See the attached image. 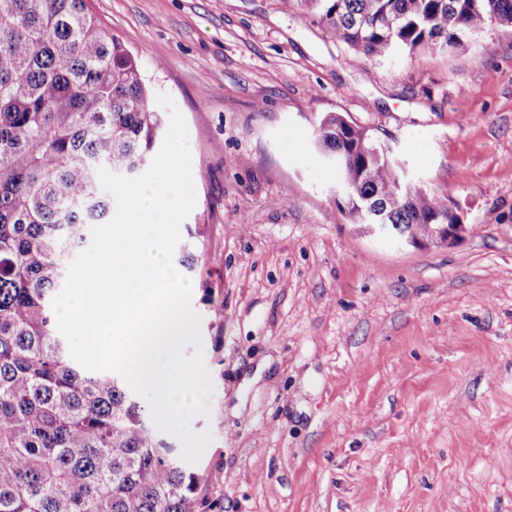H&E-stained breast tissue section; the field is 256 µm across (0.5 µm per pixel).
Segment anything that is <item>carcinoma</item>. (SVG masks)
Segmentation results:
<instances>
[{
	"instance_id": "1",
	"label": "carcinoma",
	"mask_w": 512,
	"mask_h": 512,
	"mask_svg": "<svg viewBox=\"0 0 512 512\" xmlns=\"http://www.w3.org/2000/svg\"><path fill=\"white\" fill-rule=\"evenodd\" d=\"M279 2L371 58L512 29V0ZM162 131L137 58L88 0H0V512H223L127 383L76 367L56 332L73 253L110 213L99 168L140 172ZM315 141L341 160L351 223L368 208L405 227L459 221L364 128L329 115ZM189 237L179 261L193 269L201 228Z\"/></svg>"
}]
</instances>
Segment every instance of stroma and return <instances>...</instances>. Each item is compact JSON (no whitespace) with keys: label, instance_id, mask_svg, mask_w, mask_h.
<instances>
[{"label":"stroma","instance_id":"stroma-1","mask_svg":"<svg viewBox=\"0 0 512 512\" xmlns=\"http://www.w3.org/2000/svg\"><path fill=\"white\" fill-rule=\"evenodd\" d=\"M91 8L187 127L201 494L224 512H512V29L376 59L278 0ZM331 114L394 146L466 238L350 223L314 145Z\"/></svg>","mask_w":512,"mask_h":512}]
</instances>
